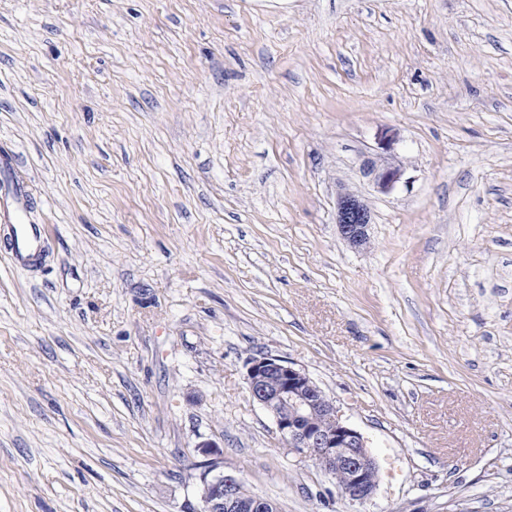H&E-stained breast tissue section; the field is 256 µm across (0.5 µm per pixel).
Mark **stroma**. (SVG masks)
I'll return each mask as SVG.
<instances>
[{"label":"stroma","mask_w":512,"mask_h":512,"mask_svg":"<svg viewBox=\"0 0 512 512\" xmlns=\"http://www.w3.org/2000/svg\"><path fill=\"white\" fill-rule=\"evenodd\" d=\"M4 158L47 235L0 232V512H196L208 439L282 512H512V0H0ZM263 356L369 502L289 453ZM363 170L372 178L375 188L381 194L393 193L403 182V171L392 164H378L376 161L367 160ZM371 211L355 194L341 189L336 200V224L341 236L354 248L365 249L370 243L368 233ZM10 262L24 267L43 250L45 228L42 224H13ZM247 380L251 397L272 414L292 453L316 461L335 478L344 474L346 482L336 487L351 503L363 504L375 495L379 467L367 441L304 371L262 357L250 361Z\"/></svg>","instance_id":"35a3bbf8"}]
</instances>
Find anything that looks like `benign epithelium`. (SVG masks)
Segmentation results:
<instances>
[{"instance_id":"benign-epithelium-1","label":"benign epithelium","mask_w":512,"mask_h":512,"mask_svg":"<svg viewBox=\"0 0 512 512\" xmlns=\"http://www.w3.org/2000/svg\"><path fill=\"white\" fill-rule=\"evenodd\" d=\"M363 170L381 194L393 193L403 182V171L392 164L368 160ZM336 224L352 247L364 249L369 245L370 208L344 189L337 193ZM247 380L251 397L272 414L281 440L292 453L316 461L334 477L345 475L346 482L337 489L350 502L363 504L375 495L379 467L367 441L342 419L333 402L304 371L285 360L262 357L250 361ZM196 450L204 457L200 467L204 468L201 483L206 489L198 512H281L274 501L258 496L242 498L236 477L214 473L222 460L216 442L203 441Z\"/></svg>"}]
</instances>
